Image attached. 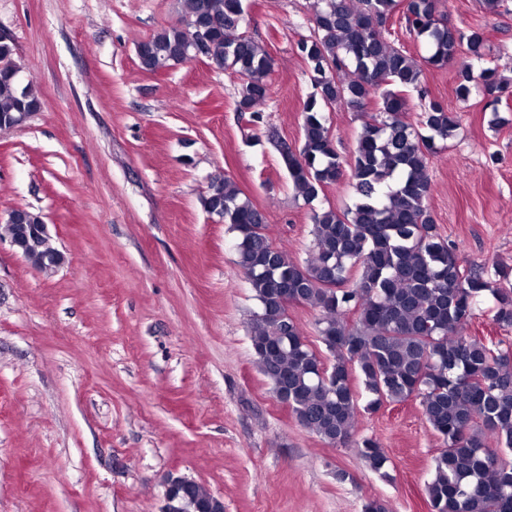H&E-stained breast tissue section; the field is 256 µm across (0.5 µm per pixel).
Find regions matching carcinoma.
Segmentation results:
<instances>
[{"label":"carcinoma","mask_w":512,"mask_h":512,"mask_svg":"<svg viewBox=\"0 0 512 512\" xmlns=\"http://www.w3.org/2000/svg\"><path fill=\"white\" fill-rule=\"evenodd\" d=\"M184 22L139 44L141 69L157 73L185 61L188 40L207 28L208 64L241 80L237 110L249 112L269 95L270 53L242 31L244 0H183ZM400 14L426 45L424 62L443 68L457 61L456 93L476 89L494 99L512 82L495 67L475 69L486 55L481 29L462 32L440 10V0H317L313 34L297 48L313 87L303 108L302 144L280 154L305 202L350 176L356 202L338 211H312V256L299 263L273 246L267 215L229 178L216 179L220 195L201 199L235 233L237 264L262 313L250 341L255 364L276 398L288 397L298 423L325 443L355 448L373 471L385 473L388 456L359 433V392L365 409L419 399L422 414L444 448L433 458L426 491L431 512H512V348L467 334L481 297L495 299L493 323L512 330V267L489 277L465 267L438 231L428 207V165L455 138L458 116L428 101L420 127L403 119L408 95L421 91L422 67L388 37ZM44 104L18 70L0 73V116L37 112ZM343 105L363 125L351 162L344 161L324 111ZM319 311L318 336L329 362L310 346L301 326L272 317L280 293ZM185 512H219L203 483L188 489Z\"/></svg>","instance_id":"obj_1"}]
</instances>
